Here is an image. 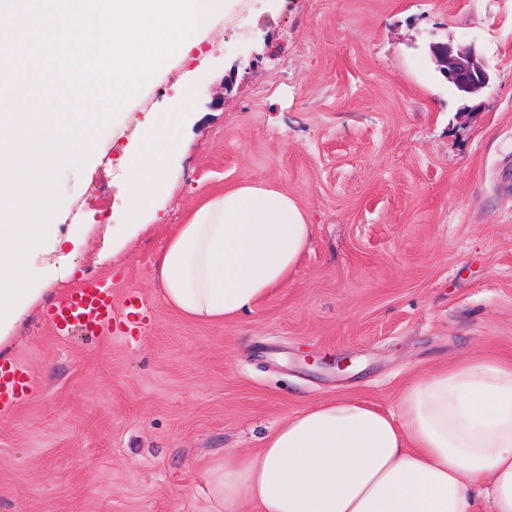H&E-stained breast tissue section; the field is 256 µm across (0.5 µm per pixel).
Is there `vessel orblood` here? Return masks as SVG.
Here are the masks:
<instances>
[{"label":"vessel or blood","instance_id":"obj_1","mask_svg":"<svg viewBox=\"0 0 512 512\" xmlns=\"http://www.w3.org/2000/svg\"><path fill=\"white\" fill-rule=\"evenodd\" d=\"M50 323L59 335L74 330L88 331L95 335L112 330V281L92 278L56 302ZM32 384L27 369L16 362L0 364V404H8Z\"/></svg>","mask_w":512,"mask_h":512}]
</instances>
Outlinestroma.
I'll list each match as a JSON object with an SVG mask.
<instances>
[{
	"label": "stroma",
	"mask_w": 512,
	"mask_h": 512,
	"mask_svg": "<svg viewBox=\"0 0 512 512\" xmlns=\"http://www.w3.org/2000/svg\"><path fill=\"white\" fill-rule=\"evenodd\" d=\"M55 175L60 250L0 346L30 370L0 409V512H224L211 470L331 397L390 407L417 374L512 356V0H232ZM434 42L475 44L480 92L440 74ZM196 95L170 183L124 228L127 154L151 114ZM251 180L311 226L287 287L202 325L155 284L167 239ZM113 284L110 336H57L50 306Z\"/></svg>",
	"instance_id": "35a3bbf8"
}]
</instances>
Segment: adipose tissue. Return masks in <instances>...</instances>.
Masks as SVG:
<instances>
[{
    "label": "adipose tissue",
    "instance_id": "1",
    "mask_svg": "<svg viewBox=\"0 0 512 512\" xmlns=\"http://www.w3.org/2000/svg\"><path fill=\"white\" fill-rule=\"evenodd\" d=\"M180 109L157 113L125 166L135 226L170 177ZM310 236L287 192L244 181L211 196L168 238L165 304L220 325L286 287ZM224 512H512V358L467 355L397 393L392 410L331 398L287 415L261 447L210 473Z\"/></svg>",
    "mask_w": 512,
    "mask_h": 512
}]
</instances>
